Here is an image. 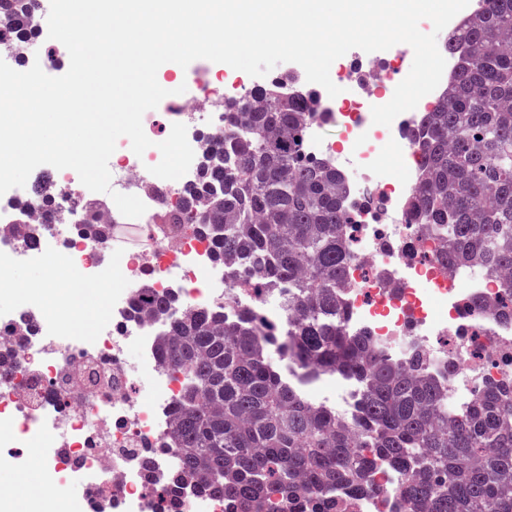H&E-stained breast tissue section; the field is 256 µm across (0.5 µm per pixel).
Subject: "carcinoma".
<instances>
[{"mask_svg": "<svg viewBox=\"0 0 512 512\" xmlns=\"http://www.w3.org/2000/svg\"><path fill=\"white\" fill-rule=\"evenodd\" d=\"M35 0H0V19L24 27ZM444 48L460 64L434 111L408 132L421 147L409 224L429 226L448 269L505 274L496 302L475 311L512 317V0H482ZM284 75L253 96L224 101V157L206 159L170 224H191L280 302L282 319L241 309L233 319L181 306L143 288L135 309L166 316L161 364L186 376L165 442L179 455L173 481L224 499V512H346L375 490L384 465L404 477V512H512V376L448 406L427 353L398 360L366 331L344 328L353 258L345 180L307 158L316 94L288 93ZM338 373L359 391L355 418L309 400L282 362Z\"/></svg>", "mask_w": 512, "mask_h": 512, "instance_id": "carcinoma-1", "label": "carcinoma"}]
</instances>
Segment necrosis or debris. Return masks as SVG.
Listing matches in <instances>:
<instances>
[{
  "instance_id": "necrosis-or-debris-1",
  "label": "necrosis or debris",
  "mask_w": 512,
  "mask_h": 512,
  "mask_svg": "<svg viewBox=\"0 0 512 512\" xmlns=\"http://www.w3.org/2000/svg\"><path fill=\"white\" fill-rule=\"evenodd\" d=\"M420 113L398 115L391 126L376 125L368 112L351 111L345 122V144L323 139L311 126L304 154L327 160L348 181L351 197L378 198L391 212L379 223L371 208L352 209L356 258L348 274L346 326L366 331L381 345L404 354L426 348L435 363L452 359L455 371L449 401H463L490 377L512 374V354L494 355L491 344L512 342V319L491 318L470 307L472 297L497 299L501 280L482 269L453 273L436 261L438 242L420 225L407 223L406 205L418 185L420 170L412 164L415 150L406 137ZM211 133L202 139L189 134L194 160L177 180L150 173L161 160L154 145L136 155L118 140L109 166L113 190L138 196L147 206L138 218L101 206L112 236L98 240L81 223L70 201L59 198L60 187L76 182L74 170H61L0 196V293L15 295L11 312L0 317V466L27 474L21 453L27 437L41 443L40 480L46 493L70 483L81 493L85 512H156L152 487H168L182 512H224L221 499L190 484L169 486L178 464L163 438L172 418L181 379L161 366L157 343L163 319H144L133 312L134 296L143 285L158 294H177L187 305L225 316L248 307L273 309L270 297L244 298L231 290L229 265L216 261L212 240L193 233H171L159 223L163 209H176L185 188L198 185L206 155L222 152L224 115H209ZM385 140L399 147L397 167L383 165L372 147ZM403 168L395 176V168ZM57 197L52 210L34 215L35 245L16 238V218L25 201L37 194ZM144 232L148 243L127 246L125 233ZM36 260L47 273L65 264L71 286L63 293L36 284L17 289L10 272L16 261ZM107 290H100V283ZM107 305L106 316L91 315L92 331L71 332L78 302ZM414 330H407V321ZM136 363H129L130 352ZM148 452L152 470H143L139 452ZM377 491L359 497L353 512H403L402 478L392 470L377 475Z\"/></svg>"
}]
</instances>
